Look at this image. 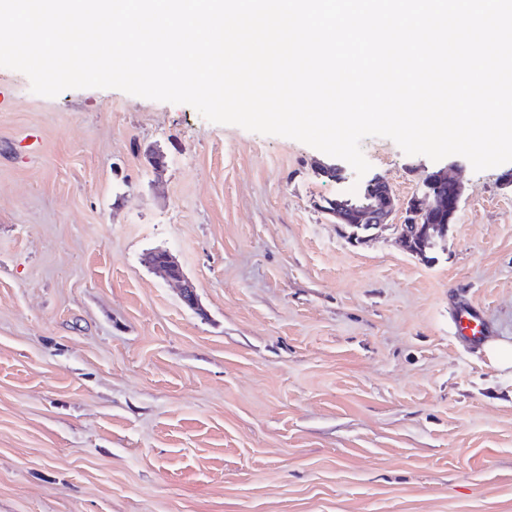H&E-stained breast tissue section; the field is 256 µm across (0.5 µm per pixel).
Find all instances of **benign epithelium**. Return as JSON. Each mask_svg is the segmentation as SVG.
<instances>
[{
    "instance_id": "benign-epithelium-1",
    "label": "benign epithelium",
    "mask_w": 512,
    "mask_h": 512,
    "mask_svg": "<svg viewBox=\"0 0 512 512\" xmlns=\"http://www.w3.org/2000/svg\"><path fill=\"white\" fill-rule=\"evenodd\" d=\"M450 181L455 184L457 191L452 194L442 193L440 187ZM375 183L378 184V190L370 202L357 205L349 199H338L327 210L335 223L350 228L349 239L355 244H363L369 240L370 230L389 224L397 207L391 187L378 179ZM463 191L461 183L446 168L427 176L423 196L414 195L407 200L404 220L395 225L401 240L411 253L425 259L427 251L445 239L448 226L454 223L459 212ZM148 263L166 279L179 285L185 305L192 308L196 306L197 298L193 286L170 252L156 250L148 256Z\"/></svg>"
}]
</instances>
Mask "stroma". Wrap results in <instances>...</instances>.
I'll use <instances>...</instances> for the list:
<instances>
[{"instance_id":"obj_1","label":"stroma","mask_w":512,"mask_h":512,"mask_svg":"<svg viewBox=\"0 0 512 512\" xmlns=\"http://www.w3.org/2000/svg\"><path fill=\"white\" fill-rule=\"evenodd\" d=\"M0 91V512H512V369L451 324L466 302L512 343V163L369 137L367 177L336 181L187 104L7 68ZM448 166L430 262L320 208ZM150 266L166 279L175 282L181 288V299L188 307H195L197 298L190 281L185 276L181 265L167 250H156L148 256Z\"/></svg>"}]
</instances>
